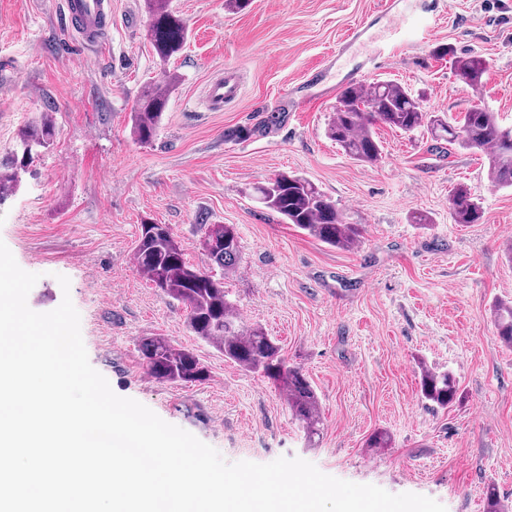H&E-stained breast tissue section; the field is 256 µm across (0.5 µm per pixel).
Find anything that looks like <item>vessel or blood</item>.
Wrapping results in <instances>:
<instances>
[{
	"instance_id": "1",
	"label": "vessel or blood",
	"mask_w": 512,
	"mask_h": 512,
	"mask_svg": "<svg viewBox=\"0 0 512 512\" xmlns=\"http://www.w3.org/2000/svg\"><path fill=\"white\" fill-rule=\"evenodd\" d=\"M63 26L74 42L85 50L98 49L112 27V0H62ZM240 95L237 71L219 69L205 90L207 108L220 111Z\"/></svg>"
}]
</instances>
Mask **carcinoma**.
Listing matches in <instances>:
<instances>
[{"mask_svg":"<svg viewBox=\"0 0 512 512\" xmlns=\"http://www.w3.org/2000/svg\"><path fill=\"white\" fill-rule=\"evenodd\" d=\"M145 2L152 47L161 61H168L180 54L186 44V23L170 7V0ZM451 62L459 79L473 89L484 83L491 70L490 60L483 56H451ZM175 81L176 76L169 74L141 91L132 113V133L138 142L148 144L155 138ZM378 123L404 134L424 128L435 141L484 151L489 180L499 187H512V144H507L512 129L501 127L494 113L477 104L448 121L426 110L421 99L400 83L379 80L349 85L337 98L327 135L350 158L375 164L381 158L374 131ZM55 135V125L46 114L19 129L17 148L0 158V200L13 191L33 154L49 147ZM253 195L280 214L285 223L329 246L349 250L362 237L360 225L346 223L328 196L305 177L279 173L255 185ZM448 201L455 223L478 224L483 220L482 207L465 186L455 187ZM202 245L223 275L217 277L189 264L169 225L142 224L134 253L136 270L185 305L186 321L194 335L243 370L271 381L307 438H313L320 433L322 421L319 400L310 382L300 367L288 363L262 328L247 327L240 321L227 298L224 279L236 272L241 261L235 228L230 224L206 225ZM493 318L500 340L512 347V304H496ZM140 353L142 366L158 380L196 383L207 378L208 370L194 352L177 348L161 336L143 340ZM457 390V381L449 372L426 370L421 376L422 397L440 408L453 403Z\"/></svg>","mask_w":512,"mask_h":512,"instance_id":"obj_1","label":"carcinoma"}]
</instances>
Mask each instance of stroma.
Instances as JSON below:
<instances>
[{
	"mask_svg": "<svg viewBox=\"0 0 512 512\" xmlns=\"http://www.w3.org/2000/svg\"><path fill=\"white\" fill-rule=\"evenodd\" d=\"M58 2L0 0V156L40 113L56 126L53 144L0 201V241L39 276L29 307L48 312L70 296L89 361L112 390L226 461L299 457L342 480L433 498L447 512H483L492 485L512 512V347L492 317L497 301H512V187L491 183L484 154L439 152L424 131L378 125L379 162L352 160L326 134L335 97L304 82L366 23L354 57L328 84L374 54L366 82L402 83L444 117L478 104L512 128V0H397L379 21L384 0H250L242 11L224 0H172L188 38L167 62L150 43L145 0H112V34L95 53L68 41ZM440 46L492 59L480 90L436 58ZM225 66L238 68L241 96L207 111L204 87ZM169 72L177 81L168 109L152 143H139L135 102ZM291 171L361 225L353 249L323 244L249 198L253 183ZM460 183L481 202L482 223H454L448 195ZM415 212L430 224L412 223ZM147 221L170 225L186 260L203 270L205 225H234L242 260L225 281L228 297L314 386L315 443L272 383L194 336L184 305L137 273L133 252ZM154 336L192 350L207 379L181 385L149 375L139 345ZM427 369L453 373L456 403L440 409L422 398ZM380 432L389 446L370 447Z\"/></svg>",
	"mask_w": 512,
	"mask_h": 512,
	"instance_id": "35a3bbf8",
	"label": "stroma"
}]
</instances>
